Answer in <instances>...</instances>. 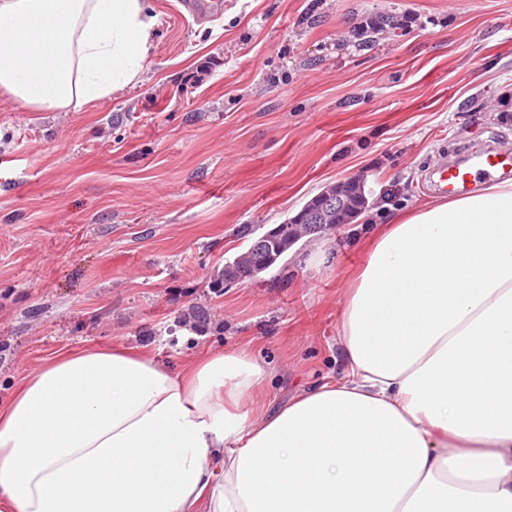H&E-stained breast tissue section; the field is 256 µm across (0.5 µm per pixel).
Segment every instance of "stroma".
Instances as JSON below:
<instances>
[{"mask_svg":"<svg viewBox=\"0 0 512 512\" xmlns=\"http://www.w3.org/2000/svg\"><path fill=\"white\" fill-rule=\"evenodd\" d=\"M150 0L142 84L79 112L0 100V400L60 352L137 346L183 371L251 345L276 406L342 371L370 224L435 201L431 164L512 147V0ZM397 16L367 47L352 31ZM374 205L254 280L225 260L325 186ZM179 3L182 9L196 21L218 12L222 5L221 0H181Z\"/></svg>","mask_w":512,"mask_h":512,"instance_id":"stroma-1","label":"stroma"}]
</instances>
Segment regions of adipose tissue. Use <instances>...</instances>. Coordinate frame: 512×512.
<instances>
[{
  "label": "adipose tissue",
  "mask_w": 512,
  "mask_h": 512,
  "mask_svg": "<svg viewBox=\"0 0 512 512\" xmlns=\"http://www.w3.org/2000/svg\"><path fill=\"white\" fill-rule=\"evenodd\" d=\"M148 0H0V98L76 112L141 83ZM329 381L259 408L249 348L187 373L75 351L0 408V512H512V180L381 227Z\"/></svg>",
  "instance_id": "1"
}]
</instances>
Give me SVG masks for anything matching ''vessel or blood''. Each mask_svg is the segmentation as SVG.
<instances>
[{
    "instance_id": "vessel-or-blood-1",
    "label": "vessel or blood",
    "mask_w": 512,
    "mask_h": 512,
    "mask_svg": "<svg viewBox=\"0 0 512 512\" xmlns=\"http://www.w3.org/2000/svg\"><path fill=\"white\" fill-rule=\"evenodd\" d=\"M182 9L199 20L218 12L222 0H180ZM512 173V151L478 150L468 159L441 164L433 173V188L437 194L460 195L481 181L496 180Z\"/></svg>"
}]
</instances>
